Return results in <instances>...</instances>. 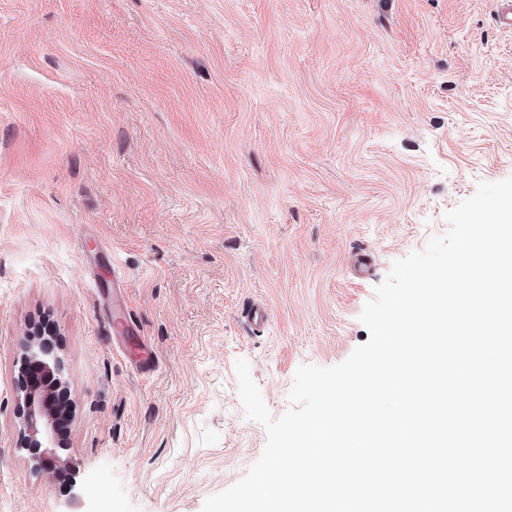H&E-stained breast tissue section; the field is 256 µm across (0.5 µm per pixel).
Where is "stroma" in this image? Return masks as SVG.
Instances as JSON below:
<instances>
[{"label": "stroma", "instance_id": "35a3bbf8", "mask_svg": "<svg viewBox=\"0 0 512 512\" xmlns=\"http://www.w3.org/2000/svg\"><path fill=\"white\" fill-rule=\"evenodd\" d=\"M510 177L494 0H0V512H201L266 443L237 360L280 417L300 365L369 341L393 262ZM43 327L69 398L51 475L18 390Z\"/></svg>", "mask_w": 512, "mask_h": 512}]
</instances>
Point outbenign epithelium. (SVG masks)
<instances>
[{"instance_id":"1","label":"benign epithelium","mask_w":512,"mask_h":512,"mask_svg":"<svg viewBox=\"0 0 512 512\" xmlns=\"http://www.w3.org/2000/svg\"><path fill=\"white\" fill-rule=\"evenodd\" d=\"M22 379V423L27 431L25 450L37 467L51 473L58 454L54 433L56 405L67 387L62 361L51 355L47 345L30 343L20 359Z\"/></svg>"}]
</instances>
